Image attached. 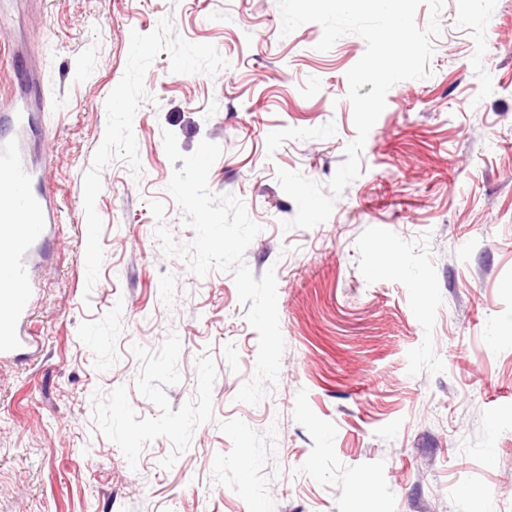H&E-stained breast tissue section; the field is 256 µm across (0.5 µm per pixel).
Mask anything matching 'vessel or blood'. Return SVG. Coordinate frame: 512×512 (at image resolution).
Returning <instances> with one entry per match:
<instances>
[{"label":"vessel or blood","mask_w":512,"mask_h":512,"mask_svg":"<svg viewBox=\"0 0 512 512\" xmlns=\"http://www.w3.org/2000/svg\"><path fill=\"white\" fill-rule=\"evenodd\" d=\"M39 94L31 64L25 91L10 83L0 88V359L21 355L29 344L35 260L58 222L55 196L28 149Z\"/></svg>","instance_id":"1"}]
</instances>
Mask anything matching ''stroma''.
<instances>
[{
    "mask_svg": "<svg viewBox=\"0 0 512 512\" xmlns=\"http://www.w3.org/2000/svg\"><path fill=\"white\" fill-rule=\"evenodd\" d=\"M430 74L395 84L330 218L285 229L277 169L327 185L356 135L355 34L325 52L278 0H23L34 154L61 207L27 356L0 361V512H512V0H445ZM202 140L209 188L260 225L285 348L258 334L167 191ZM252 464L242 468L243 456ZM372 476V489L361 485Z\"/></svg>",
    "mask_w": 512,
    "mask_h": 512,
    "instance_id": "obj_1",
    "label": "stroma"
}]
</instances>
